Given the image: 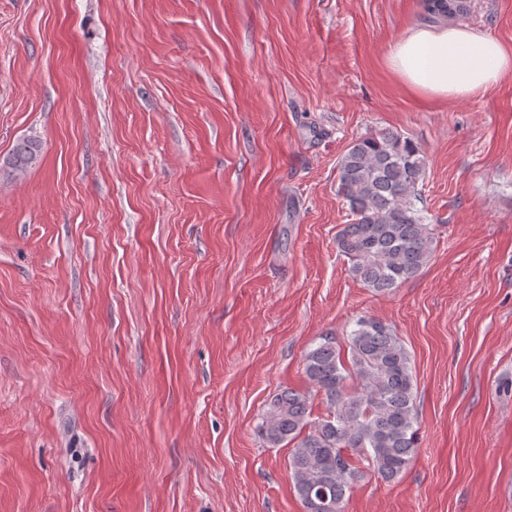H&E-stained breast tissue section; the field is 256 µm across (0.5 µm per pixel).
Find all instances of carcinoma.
Listing matches in <instances>:
<instances>
[{"instance_id": "carcinoma-1", "label": "carcinoma", "mask_w": 512, "mask_h": 512, "mask_svg": "<svg viewBox=\"0 0 512 512\" xmlns=\"http://www.w3.org/2000/svg\"><path fill=\"white\" fill-rule=\"evenodd\" d=\"M423 6L438 17L465 11L464 0H423ZM39 151L37 141H23L9 164L23 171ZM425 170L422 149L394 131L355 140L339 161L337 192L351 221L337 233L336 248L353 277L376 292L414 278L430 260L433 233L416 208ZM303 370L311 389L276 395L258 431L273 447L292 444L289 469L304 512H344L347 492L364 475L361 463L392 482L417 453L410 357L389 325L360 317L347 355L327 335L305 353ZM313 391L326 408L317 419Z\"/></svg>"}]
</instances>
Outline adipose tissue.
<instances>
[{
	"label": "adipose tissue",
	"mask_w": 512,
	"mask_h": 512,
	"mask_svg": "<svg viewBox=\"0 0 512 512\" xmlns=\"http://www.w3.org/2000/svg\"><path fill=\"white\" fill-rule=\"evenodd\" d=\"M385 62L408 90L430 102L483 95L512 76V49L461 24L412 27Z\"/></svg>",
	"instance_id": "ef3b65f1"
}]
</instances>
